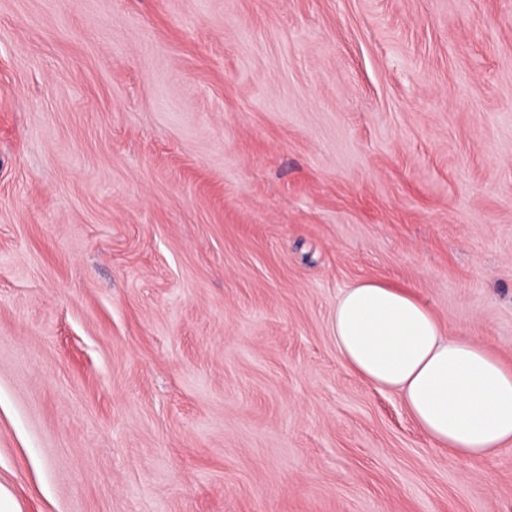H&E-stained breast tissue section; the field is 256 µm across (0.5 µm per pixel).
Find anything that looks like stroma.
I'll return each instance as SVG.
<instances>
[{
  "label": "stroma",
  "instance_id": "obj_1",
  "mask_svg": "<svg viewBox=\"0 0 512 512\" xmlns=\"http://www.w3.org/2000/svg\"><path fill=\"white\" fill-rule=\"evenodd\" d=\"M362 279L512 364V0H0L21 512H512L344 366Z\"/></svg>",
  "mask_w": 512,
  "mask_h": 512
}]
</instances>
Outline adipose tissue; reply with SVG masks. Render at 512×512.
I'll return each instance as SVG.
<instances>
[{
	"label": "adipose tissue",
	"instance_id": "ef3b65f1",
	"mask_svg": "<svg viewBox=\"0 0 512 512\" xmlns=\"http://www.w3.org/2000/svg\"><path fill=\"white\" fill-rule=\"evenodd\" d=\"M332 332L344 365L395 392L437 447L470 461L512 447V365L445 335L417 295L358 281L337 299Z\"/></svg>",
	"mask_w": 512,
	"mask_h": 512
}]
</instances>
